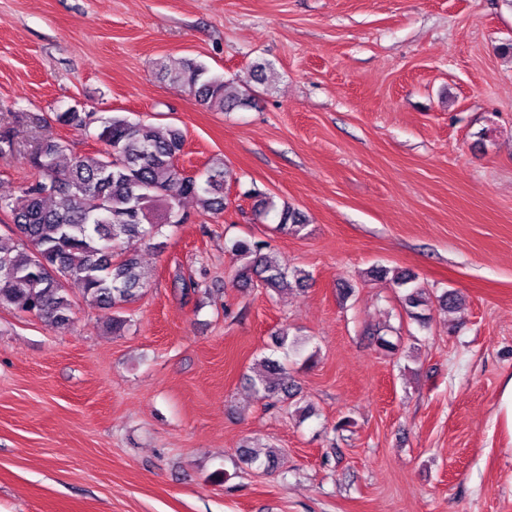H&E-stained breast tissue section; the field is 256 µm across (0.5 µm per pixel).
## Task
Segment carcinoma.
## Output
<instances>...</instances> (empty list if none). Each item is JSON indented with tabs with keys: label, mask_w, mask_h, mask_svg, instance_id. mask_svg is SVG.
I'll return each mask as SVG.
<instances>
[{
	"label": "carcinoma",
	"mask_w": 512,
	"mask_h": 512,
	"mask_svg": "<svg viewBox=\"0 0 512 512\" xmlns=\"http://www.w3.org/2000/svg\"><path fill=\"white\" fill-rule=\"evenodd\" d=\"M171 80L199 102L219 111L245 105L232 83L221 75L209 74L202 63L185 58ZM55 120L75 130L88 131L98 124L96 139L104 149L93 156L71 154L61 158L68 146L45 140L30 154L36 171L34 180L14 198H0V210L9 213L17 242L0 241V306L35 315L52 326L71 320L73 301L68 285L81 286L83 298L102 308L113 309L112 331L128 323L123 310L135 303L145 283L137 258L122 244L131 239L151 241L165 227L183 223L181 199L192 197L201 208L221 214L226 208L224 188L233 180L232 171L221 159L190 175L179 166L185 134L176 126L157 131L124 115L97 117L89 112L67 110ZM16 143L9 129L0 130V158L14 155ZM275 213L278 227L294 236L301 234L305 219L295 208L277 206L271 197L256 204V215ZM267 245L252 238L229 241L226 251L235 265V279L245 288L280 291L300 287L310 273L288 268L271 257ZM376 281L390 279L393 286L406 289L402 303L407 315L423 324L429 297L408 271L390 273L374 267ZM284 355L300 353V342L290 336L288 326L272 335ZM262 371L250 379L262 400L286 402L296 396L288 363L265 357ZM248 466L271 469L276 456L260 454L249 447L240 449Z\"/></svg>",
	"instance_id": "carcinoma-1"
}]
</instances>
